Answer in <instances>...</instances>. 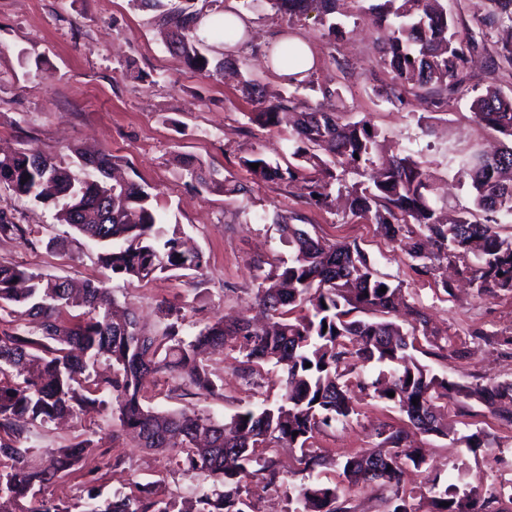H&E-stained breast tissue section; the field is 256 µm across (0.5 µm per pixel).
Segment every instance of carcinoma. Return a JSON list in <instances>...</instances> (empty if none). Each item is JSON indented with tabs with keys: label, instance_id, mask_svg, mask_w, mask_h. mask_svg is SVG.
Wrapping results in <instances>:
<instances>
[{
	"label": "carcinoma",
	"instance_id": "1",
	"mask_svg": "<svg viewBox=\"0 0 512 512\" xmlns=\"http://www.w3.org/2000/svg\"><path fill=\"white\" fill-rule=\"evenodd\" d=\"M262 1L290 20L315 9L327 26L328 40L345 35L334 21L337 0H245L249 8ZM130 2L153 12L155 24L168 32L169 49L181 55L189 69L243 76L241 92L255 107L250 120L291 128L292 161L286 165L269 163L257 154L240 158L254 177L296 186L302 196L323 204L329 197L328 182L316 174L324 171L346 192L351 214L377 225L387 239L397 242L410 225L418 226L408 250L416 271L434 277L442 261L460 262L478 297L512 293V233L500 231L512 219V145L492 155L473 149L449 157L472 196V207L453 213L438 206L432 175L410 156L387 160L366 186H349L345 171L375 165L378 133L366 130L367 121L320 112L295 92L269 98L247 77L248 58L213 56L212 47L198 35L203 13L194 8V0H178L174 6L170 0ZM489 3L482 20L485 31L479 36L463 31L462 23L448 14L447 0H378L370 6L367 13L379 34L382 63L394 81L377 89V95L389 99L396 96V87L412 86L438 108L462 93L468 57L487 52L491 30L512 25V0ZM211 31L227 44L244 37L223 17L212 18ZM268 60L277 67H303L292 43L269 53ZM503 63L512 67V42L488 55L490 71ZM288 80L326 98L340 96L329 83L299 80L294 74ZM470 110L475 121L512 141V94L489 87L473 97ZM76 156L77 170L34 148L0 156V188L53 205L60 223L100 245L99 259L114 278L143 283L159 273L204 270L203 254L185 247L177 229H169L149 192L134 182L106 181L112 156L82 151ZM252 163L259 167L250 168ZM180 164L200 184L221 189L232 201L245 192L242 184L217 178V171L200 162L183 159ZM297 220L296 214L274 218L293 255L271 265L258 288L267 325L254 329L247 322L217 320L189 341L179 336L173 323L157 334L131 312L116 314L118 303L102 283L77 286L68 279H48L19 265L0 264V310L18 307L19 315L32 318L31 324L0 335V512H253L241 485L260 474L268 486H278L281 471L275 448L281 442L300 450L299 472L307 474V481L288 497L296 504L292 512H349L341 500L345 487L377 481L394 489L388 512H416L400 488L406 462L418 469L425 457L419 448L401 454L408 439L403 427L378 432V453L347 458L341 481L324 483L313 476L328 461L313 450L312 439L355 414L347 390L360 365L380 367L371 382L374 394L398 407L421 433L447 434L439 402L450 397L475 400L512 425L511 381L465 385L431 373L410 354L417 332L427 334L426 313L410 310L408 330L390 320L400 306V286L380 276L357 244H329L296 227ZM24 234V227L0 210V237ZM382 287L387 291L380 292ZM228 343L238 347L248 384L262 376L266 364L286 368L278 401L248 407L228 423L195 409L166 411L145 404L142 385L150 374L180 380L184 396L194 390L213 391L205 355L224 352ZM100 358L112 362V374L87 373L90 361ZM390 392L395 396H388ZM100 393L112 395L120 426L140 447L165 449L180 439L175 466L210 477L224 490L204 492L188 508L177 507L159 481L138 484L135 492L106 500L93 493L74 503L46 497L56 479L96 448L91 439L81 438L53 450L51 465L40 467L19 422L77 419ZM430 492L435 512H488L492 501L458 485L441 486L435 479ZM444 501L449 506H442Z\"/></svg>",
	"mask_w": 512,
	"mask_h": 512
}]
</instances>
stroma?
<instances>
[{"label":"stroma","mask_w":512,"mask_h":512,"mask_svg":"<svg viewBox=\"0 0 512 512\" xmlns=\"http://www.w3.org/2000/svg\"><path fill=\"white\" fill-rule=\"evenodd\" d=\"M205 14L224 8L245 10V39L235 55L251 61L253 79L269 93H284L287 81L260 61L279 31L306 41L314 56L315 81L340 85L336 111L351 121L366 120L378 130L387 153L412 155L439 184L438 201L448 209L471 206L467 186L448 167L447 149L496 146L500 136L477 123L472 96L494 84L512 91V68L489 71L482 61L469 68L466 92L436 109L416 96L399 104L376 95L391 83L376 50L377 33L364 0H340L337 22L346 35L330 43L316 13L294 23L269 8L244 9L243 0H197ZM251 105L236 81L190 71L183 58L169 51L147 11L130 0H0V148H34L65 164L75 149L102 151L133 182L152 193L155 204L180 236L196 246L207 266L202 273H165L146 283L129 284L108 277L100 249L57 221L53 207L0 190V209L23 225L25 237H0V263L20 265L47 277L77 282L106 281L112 295L139 322L153 331L168 323L161 303L180 307L179 334L190 338L199 325L220 318H253L263 267L291 253L273 224L274 215H299L301 227L329 242H354L368 255L379 275L399 285L406 303L430 320L429 339L420 340L417 359L434 374L462 384L512 381V294L487 299L457 287L445 293L434 278L417 274L402 244L386 240L376 225L353 217L336 202L315 205L297 188L255 182L240 165L241 157L259 153L288 161L292 143L286 129L251 122ZM191 157L222 177L247 185L237 201L202 187L185 172L180 158ZM437 352H430V345ZM237 351L211 355L208 371L214 392L180 395L178 382L165 375L149 377L146 402L159 410L196 408L218 421L262 401H275L276 373L247 384L238 371ZM357 415L317 433L313 445L330 461L322 477L336 474V463L374 450L379 429L406 423V416L372 391L350 392ZM102 405L68 423L33 422L25 433L36 447L37 461L53 448L68 446L75 436L94 441L97 451L85 457L48 490L53 498L76 502L89 491L109 498L130 492L135 484L163 481L177 500L211 491L212 480L178 471L167 451L138 447L119 426L116 405L103 394ZM441 419L449 435L410 431L422 448L426 473L441 482L463 477L481 498L493 497L492 512H512V426L476 401L448 399ZM481 433L490 449L470 452L462 438Z\"/></svg>","instance_id":"obj_1"}]
</instances>
